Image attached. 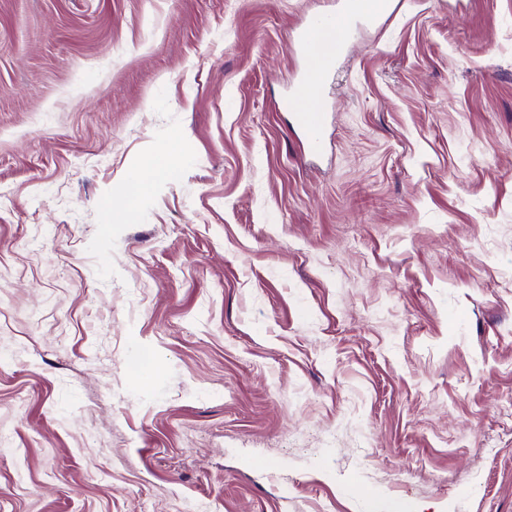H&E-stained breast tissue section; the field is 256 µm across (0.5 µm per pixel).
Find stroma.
Wrapping results in <instances>:
<instances>
[{
    "instance_id": "35a3bbf8",
    "label": "stroma",
    "mask_w": 512,
    "mask_h": 512,
    "mask_svg": "<svg viewBox=\"0 0 512 512\" xmlns=\"http://www.w3.org/2000/svg\"><path fill=\"white\" fill-rule=\"evenodd\" d=\"M343 10L0 0V512H512V0L350 24L313 153ZM318 33L336 32L335 39L330 40L323 46L311 45L310 53L305 60L304 82L300 91L294 92L288 97L285 106L287 110L296 109L300 105L304 92L318 94L321 96L331 71L338 57V48L343 42L346 30L342 29L339 21L334 17L320 16L311 20L309 28ZM298 124L306 134L308 146L319 151L322 147V131H323V112L319 110H311L305 112H297Z\"/></svg>"
}]
</instances>
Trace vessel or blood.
<instances>
[{"label": "vessel or blood", "instance_id": "b4317fda", "mask_svg": "<svg viewBox=\"0 0 512 512\" xmlns=\"http://www.w3.org/2000/svg\"><path fill=\"white\" fill-rule=\"evenodd\" d=\"M387 0H349L348 10L351 15L359 18H375L385 11ZM315 32L330 34L329 42L312 47L305 60L304 82L301 92L293 93L286 103L287 109L297 110L298 124L306 135L308 146L312 150H320L323 144V114L319 110L300 111L299 105L302 92L322 93L338 57V48L346 31L338 20L329 16H320L310 22Z\"/></svg>", "mask_w": 512, "mask_h": 512}]
</instances>
